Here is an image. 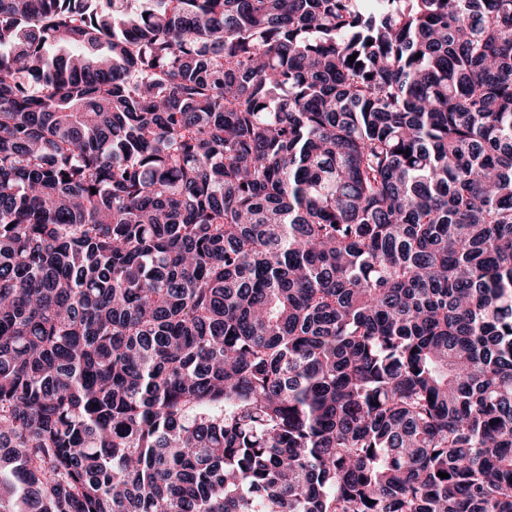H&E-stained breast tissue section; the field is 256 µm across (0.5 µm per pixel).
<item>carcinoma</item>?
<instances>
[{
    "label": "carcinoma",
    "instance_id": "carcinoma-1",
    "mask_svg": "<svg viewBox=\"0 0 512 512\" xmlns=\"http://www.w3.org/2000/svg\"><path fill=\"white\" fill-rule=\"evenodd\" d=\"M0 512H512V0H0Z\"/></svg>",
    "mask_w": 512,
    "mask_h": 512
}]
</instances>
